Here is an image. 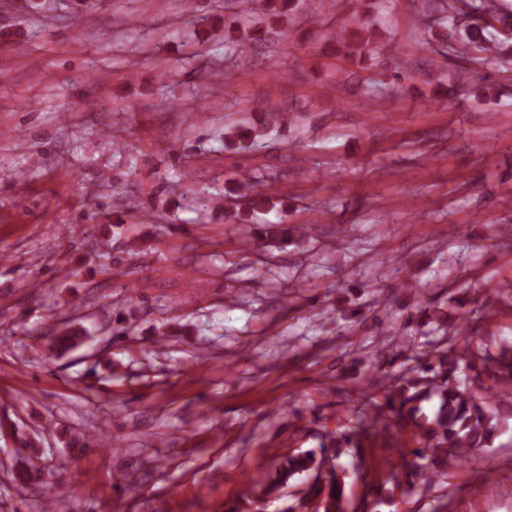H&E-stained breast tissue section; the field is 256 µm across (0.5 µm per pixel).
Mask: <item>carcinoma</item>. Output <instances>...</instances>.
Segmentation results:
<instances>
[{
    "label": "carcinoma",
    "mask_w": 512,
    "mask_h": 512,
    "mask_svg": "<svg viewBox=\"0 0 512 512\" xmlns=\"http://www.w3.org/2000/svg\"><path fill=\"white\" fill-rule=\"evenodd\" d=\"M299 0H257L255 11L266 23L273 17L290 19ZM361 11L351 26H342L336 34V51L358 63L383 48V36ZM419 27L428 33L418 43L424 52L418 63L425 68L433 64V55L453 57L448 64V88L451 94L471 84L470 78L493 65L512 69V14L500 0H423ZM228 209L254 222L259 202H228ZM304 226L266 224V238H293ZM405 288L417 299V312L428 314L422 305L430 283L402 279ZM483 314L468 310L455 320L443 312L435 324L443 334H451L448 345L433 350L412 351L414 365L400 374L384 373L375 386L357 393L358 424L339 440L329 439L319 449H309L281 457L269 471L259 495L245 496L251 512H264L271 500L281 498L290 481L303 474L314 479L304 493L284 512H348L344 496L346 470L340 463L343 449L359 453L365 445L393 448L402 431L417 439L412 458H402L391 465L385 479L368 483L363 504L383 498L405 496L419 489L428 490L446 481L448 469L482 448H487L500 431L504 417L512 416V344L504 343L492 351L481 347L479 335ZM84 327L73 325L51 332L50 340L59 354L74 349L85 338Z\"/></svg>",
    "instance_id": "carcinoma-1"
}]
</instances>
